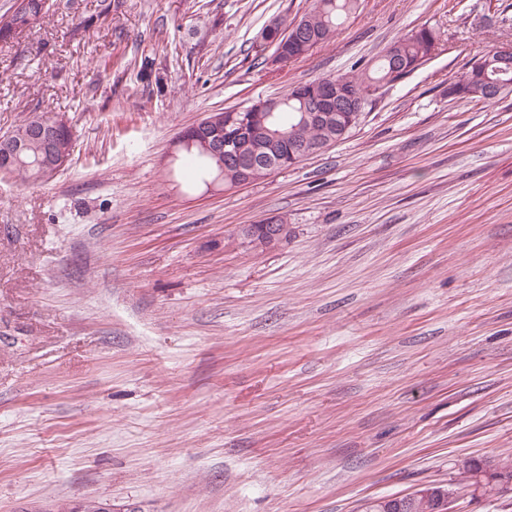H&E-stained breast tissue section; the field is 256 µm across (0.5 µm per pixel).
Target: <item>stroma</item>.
Returning a JSON list of instances; mask_svg holds the SVG:
<instances>
[{
    "mask_svg": "<svg viewBox=\"0 0 512 512\" xmlns=\"http://www.w3.org/2000/svg\"><path fill=\"white\" fill-rule=\"evenodd\" d=\"M0 43V136L64 115L68 167L0 177V512L92 495L139 512H362L512 458V94L443 91L512 47V0H360L284 70L260 32L312 0H48ZM442 52L349 137L224 192L188 188L204 113L349 72L411 30ZM164 60L153 91L127 67ZM272 215L288 239L235 232Z\"/></svg>",
    "mask_w": 512,
    "mask_h": 512,
    "instance_id": "obj_1",
    "label": "stroma"
}]
</instances>
